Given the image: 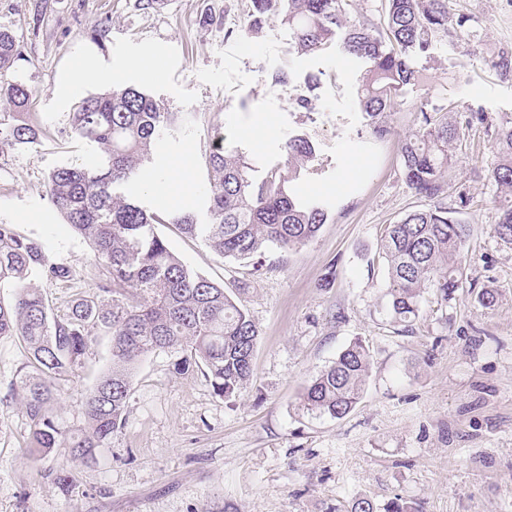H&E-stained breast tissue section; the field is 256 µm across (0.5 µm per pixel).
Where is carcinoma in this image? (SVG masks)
Returning a JSON list of instances; mask_svg holds the SVG:
<instances>
[{
  "mask_svg": "<svg viewBox=\"0 0 512 512\" xmlns=\"http://www.w3.org/2000/svg\"><path fill=\"white\" fill-rule=\"evenodd\" d=\"M358 2L252 0L248 30L256 32L276 19L292 31L293 51L315 53L336 43L363 60L367 70L361 103L370 134L383 139L390 134L383 117L393 110L399 91L422 81L406 64L404 53L413 46L425 50L448 35V0H380L374 18L362 23L350 21ZM20 59L12 31L0 29V98L18 108L0 113V141L25 143L36 136L22 112L33 92L12 78ZM180 121V113L162 111L148 94L131 85H118L77 103L70 119L73 133L96 142L109 161L105 167L61 168L49 178L52 205L89 241L104 269L98 295L79 300L68 318L51 315L32 278L64 280L71 276L70 269L49 262L41 247L17 233L14 225L0 224V288L14 289L12 303H0V336L21 338L28 363L36 369V375L19 380L20 411L29 422L32 455L47 454L64 440L73 459L95 460L97 449L109 446L123 429L135 365L154 350L180 352L177 370L203 368L215 392L226 399L246 391L258 337L255 322L224 287L191 271L154 225L176 224L183 233L204 238L220 255L245 260L268 244L295 252L327 222L326 209L296 186L315 155L304 134L285 141V168H274L256 180L250 164L239 154H228L224 134L215 132L207 158L208 224L197 223L190 213L151 214L117 197L116 184L149 158L161 132ZM461 140V127L448 122L443 109L423 103L417 107L415 128L401 143L406 184L433 202L387 225L378 252L388 278L385 308L408 329L420 317L426 294L446 302L463 287L461 251L468 228L441 203ZM494 149L498 161L490 179L503 199L493 232L511 245L512 121L498 128ZM95 330L110 336L111 366L86 394L84 424L66 432L47 409L52 383L79 364ZM371 358L363 341L350 342L304 387L303 407L318 416L346 417L363 396Z\"/></svg>",
  "mask_w": 512,
  "mask_h": 512,
  "instance_id": "1",
  "label": "carcinoma"
}]
</instances>
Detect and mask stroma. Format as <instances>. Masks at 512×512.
I'll return each mask as SVG.
<instances>
[{
	"instance_id": "1",
	"label": "stroma",
	"mask_w": 512,
	"mask_h": 512,
	"mask_svg": "<svg viewBox=\"0 0 512 512\" xmlns=\"http://www.w3.org/2000/svg\"><path fill=\"white\" fill-rule=\"evenodd\" d=\"M249 8L250 0H167L142 13L129 0H0V27L21 45L14 75L34 93L37 130L30 142L0 144V223L72 270L67 280L37 283L54 317L95 296L102 277L91 246L48 196L53 171L104 161L97 143L72 132L74 102L53 94L81 59L99 63L84 78L90 96L112 89V65L160 58L159 78L132 72L125 84L161 110L192 115L117 188L148 212L180 209L208 223L217 130L259 178L284 166L289 135H310L314 171L301 188L328 206L326 224L298 251L270 244L247 260L223 257L177 225H156L173 253L255 321L251 384L228 401L203 370L176 371L178 352L147 354L133 373L127 422L94 463L73 460L65 447L28 453L29 425L12 390L27 352L21 338L0 337V512H347L358 496L377 512L397 497L421 512H512V245L493 234L498 191L489 178L497 127L512 121V0H449L450 19L467 17L475 32L476 52L452 35L409 50L405 61L421 80L401 89L388 117L393 134L382 141L369 137L358 96L364 63L334 46L293 52L291 30L277 21L246 35ZM99 22L107 33L97 44L86 32ZM280 70L287 83L272 81ZM298 92L310 109L297 106ZM424 101L453 106L466 125L444 202L470 227L467 280L447 303L429 297L406 332L384 309L387 278L376 257L386 225L430 205L407 187L399 161ZM474 112L482 121H470ZM181 166L189 189L175 201L144 189V173ZM484 289L495 292L493 307L479 303ZM357 338L372 354L361 403L341 420L303 413L304 386ZM109 346L93 336L80 364L56 380L49 410L63 427L82 425ZM61 469L70 475L65 489L53 481Z\"/></svg>"
}]
</instances>
